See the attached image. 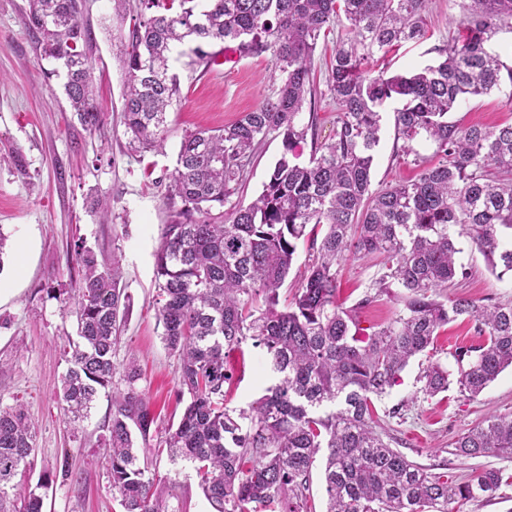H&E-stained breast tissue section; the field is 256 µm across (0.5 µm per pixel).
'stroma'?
I'll return each instance as SVG.
<instances>
[{"label":"stroma","mask_w":512,"mask_h":512,"mask_svg":"<svg viewBox=\"0 0 512 512\" xmlns=\"http://www.w3.org/2000/svg\"><path fill=\"white\" fill-rule=\"evenodd\" d=\"M469 0H432L423 40L375 54L377 68L388 75L404 74L438 60L437 50L449 36L462 33ZM28 0H0V232L7 238L0 255V404H21L34 426L33 471L18 473L14 496L35 488L40 476L51 478L43 512H123L112 493L104 461L110 400L99 393L89 415L68 420L57 395L66 369L64 351L76 338V317L62 300L79 280L74 260L78 243H86L100 268L119 263L121 282L130 296L129 312L114 357L124 363L136 355L142 368L138 383L153 419L150 445L158 447L184 405L177 397V361L162 341L157 319L154 253L162 224L169 220L163 203L167 177L176 164L182 136L198 129H217L251 111L273 89L270 54L240 56L233 45L225 53L233 62L210 68L174 55L181 99L167 114L168 138L160 152L130 155L121 122L123 74L117 59L121 24L110 0H86L85 19L91 32L96 99L106 114L103 134L86 130L71 112L62 78L53 76L55 61L42 58L27 26ZM342 23L319 43L312 77L319 92L315 101L316 139L327 140L336 122V106L326 97L330 60ZM393 105L383 112L381 142L371 173L373 189L414 180L420 162H432L434 146L418 143L417 156L403 152L394 128ZM463 127L512 124V104L498 94L473 97L448 116ZM283 152L281 138L272 137L258 149L237 193L243 201L258 195L271 167ZM108 200L109 217H101L93 198ZM458 262L465 274L453 293L478 305L512 303V275L496 276L485 256L467 237L457 239ZM382 273L379 261L348 258L339 270L336 301L359 307L362 326H379L397 308L387 296L369 305L361 300ZM472 320L444 326L430 355L414 358L401 382L377 401L392 429L397 447L419 463L447 464L453 478L464 480L484 468L502 470L507 485L499 497L481 504H456V512H512V459L456 457L448 452L453 440L486 417L512 413V369H505L476 399L460 397L456 388L425 395L419 376L429 360L454 366L460 347L485 344ZM233 379L227 405L247 406L270 383L262 349L246 347L231 355ZM160 475L177 483L169 512H210L193 467L170 463L159 454Z\"/></svg>","instance_id":"1"}]
</instances>
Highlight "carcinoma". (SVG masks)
<instances>
[{
  "mask_svg": "<svg viewBox=\"0 0 512 512\" xmlns=\"http://www.w3.org/2000/svg\"><path fill=\"white\" fill-rule=\"evenodd\" d=\"M116 16L135 13L120 36L124 73L122 118L130 151H160L167 112L180 101L171 53L190 45L208 67L216 51L237 43L243 56L270 53L275 88L260 104L221 129L185 134L163 203L155 283L162 340L177 360L184 412L165 440L169 460L193 466L213 512H316L310 484L324 458L326 512H453L459 502L495 499L503 478L483 470L460 482L390 447L375 401L390 393L410 360L428 351L439 329L460 316L477 321L487 343L455 352L457 370L430 363L422 375L429 396L456 384L477 397L512 367V304L478 307L442 295L463 273L456 237L465 235L497 276L512 274V124L460 127L448 121L465 97L497 92L512 103V67L487 49L512 0H471L465 37L437 49L441 59L388 76L369 60L401 42L426 36L431 0H113ZM29 29L41 56L62 63L63 89L89 131L105 124L95 104L84 0H29ZM340 16L327 83L336 103L329 141L312 138L305 164L288 153L316 123H303L319 41ZM390 100L404 150L425 139L436 162L416 179L371 190L381 112ZM282 137L283 152L261 193L224 210L246 178L259 147ZM326 226L317 237L318 226ZM309 242L306 275L280 305V289L301 242ZM376 255L384 272L377 293L400 308L371 332L336 303V266ZM82 274L73 306L77 340L66 352L60 399L68 418H86L101 388L122 372L125 387L110 396L104 457L112 490L125 512H168L176 483L152 472L153 423L133 357H113L128 309L121 271H101L94 252L76 245ZM265 350L275 383L245 408L226 404L233 378L229 356L246 343ZM34 432L20 404L0 407V512H42L43 495L21 505L6 487L34 465ZM451 454L512 459V416L493 415L452 443Z\"/></svg>",
  "mask_w": 512,
  "mask_h": 512,
  "instance_id": "cac0c4a2",
  "label": "carcinoma"
}]
</instances>
